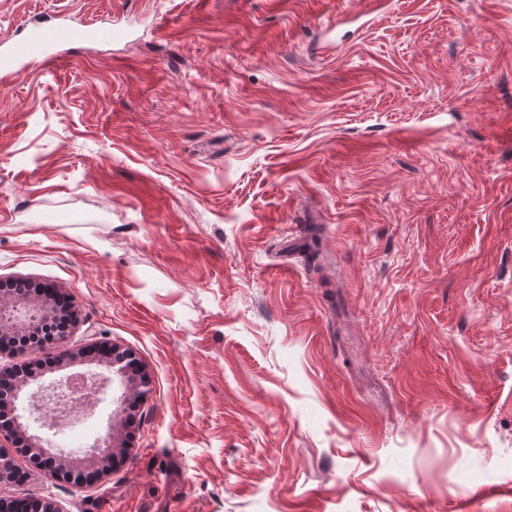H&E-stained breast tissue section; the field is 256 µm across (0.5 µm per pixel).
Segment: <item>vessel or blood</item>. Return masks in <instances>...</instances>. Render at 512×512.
Segmentation results:
<instances>
[{
	"label": "vessel or blood",
	"instance_id": "vessel-or-blood-1",
	"mask_svg": "<svg viewBox=\"0 0 512 512\" xmlns=\"http://www.w3.org/2000/svg\"><path fill=\"white\" fill-rule=\"evenodd\" d=\"M77 31L57 25L34 31L25 38L12 41L0 52V71L7 72L25 63L50 65L61 58V49L75 41Z\"/></svg>",
	"mask_w": 512,
	"mask_h": 512
}]
</instances>
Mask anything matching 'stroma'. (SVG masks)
<instances>
[{
	"label": "stroma",
	"instance_id": "1",
	"mask_svg": "<svg viewBox=\"0 0 512 512\" xmlns=\"http://www.w3.org/2000/svg\"><path fill=\"white\" fill-rule=\"evenodd\" d=\"M0 284L129 352L0 498L59 512H512V0H0ZM125 445L99 470L88 446ZM77 38V31L67 25H57L34 31L25 38L12 41L0 52V71L13 70L19 64L41 63L50 65L62 57L59 48ZM110 359V366L113 368V375L114 372L118 374L123 381H127L129 383V386L137 390V393L144 397L145 393L147 392V389L149 387V380L145 376H132L126 366L125 362L130 359V356L127 352L120 350L117 347H112L111 355L109 357ZM118 366L117 370L114 371V368ZM32 447H35L34 449L37 450V460L42 470L55 474L65 472V474L67 473V479H70L71 482L73 480L78 483H83L78 476L79 471L71 469L68 456L60 452H53L52 450L42 448V446L37 443H33Z\"/></svg>",
	"mask_w": 512,
	"mask_h": 512
}]
</instances>
